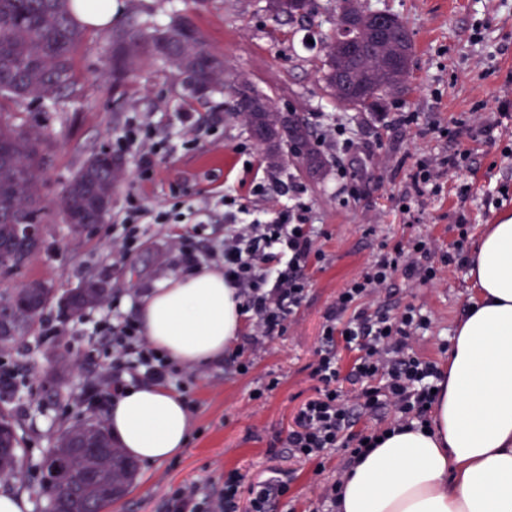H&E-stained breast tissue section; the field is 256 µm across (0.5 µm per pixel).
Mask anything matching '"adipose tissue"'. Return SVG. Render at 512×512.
Masks as SVG:
<instances>
[{
    "instance_id": "1",
    "label": "adipose tissue",
    "mask_w": 512,
    "mask_h": 512,
    "mask_svg": "<svg viewBox=\"0 0 512 512\" xmlns=\"http://www.w3.org/2000/svg\"><path fill=\"white\" fill-rule=\"evenodd\" d=\"M479 298L460 323L432 433L388 437L346 475L338 512H512V216L489 225L470 254ZM144 336L178 363L220 360L243 317L223 271L164 280L143 299ZM107 426L127 455L156 464L183 451L189 414L159 385L132 384Z\"/></svg>"
}]
</instances>
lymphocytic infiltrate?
<instances>
[{
	"label": "lymphocytic infiltrate",
	"instance_id": "obj_1",
	"mask_svg": "<svg viewBox=\"0 0 512 512\" xmlns=\"http://www.w3.org/2000/svg\"><path fill=\"white\" fill-rule=\"evenodd\" d=\"M119 148L137 145L139 173L149 178L155 157L163 148L151 124L142 122L126 129L116 140ZM467 153L420 159L401 194L403 207L429 193L441 190L439 181L448 173L466 169ZM305 188L290 183L288 203L268 220L244 221L245 206L232 196L224 204V279L234 288L251 330L227 353V363L239 373L250 371L267 340L284 335L298 313L310 287L306 268L323 260L317 248L319 233L310 222ZM178 210L153 211L128 197L125 209L112 225V261L123 264L132 254L147 224L182 222ZM463 240L438 249L428 239L416 237L408 244H395L367 264L359 276L341 288L324 314L321 341L312 364L318 386L305 400L288 431V454L296 459L318 457L345 447L359 456L376 447L379 438L392 432H409L430 426L433 393L441 379L436 362L420 357L414 343L432 320L420 307L394 310L388 297L395 279L424 285L440 281L444 271L467 264ZM128 292L125 284L112 289V300L98 335L112 344V371L102 375L99 386L108 399L124 391V381L134 384L171 385L187 392L191 379L202 371L179 367L153 346L138 323L118 309L117 299ZM353 351L349 371H342L338 347ZM376 420L370 432L358 431L361 418ZM288 489L283 476L243 485L238 471L224 475L222 493L214 495L196 484L182 487L168 501L169 512H271L274 499Z\"/></svg>",
	"mask_w": 512,
	"mask_h": 512
}]
</instances>
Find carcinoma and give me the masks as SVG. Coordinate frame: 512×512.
I'll return each instance as SVG.
<instances>
[{
  "instance_id": "cac0c4a2",
  "label": "carcinoma",
  "mask_w": 512,
  "mask_h": 512,
  "mask_svg": "<svg viewBox=\"0 0 512 512\" xmlns=\"http://www.w3.org/2000/svg\"><path fill=\"white\" fill-rule=\"evenodd\" d=\"M268 7L276 15L303 18L309 0H278ZM75 0H0V99L17 105H58L73 92L71 62L81 42L83 25L78 21ZM112 45V79L120 82L133 75L146 60L160 62L215 91L224 86V61L208 49L199 31L186 19L175 18L163 28L150 29L129 19L107 29ZM352 37L365 43L366 52L349 66V74L336 78V45ZM322 80L336 103L372 115L382 110L388 95H402L409 77L397 86L380 81L375 74L371 40L358 29L335 27L322 42ZM290 120L301 135L275 144L280 157L298 161L305 170L320 173L323 160L314 134L297 112ZM48 134L39 126L18 125L0 117V275L23 269L39 244L19 237L18 225L40 224L45 206L40 177L47 158ZM110 151L89 155L63 188L56 206L69 229L76 231L101 223L112 209V192L122 178L112 164ZM106 289L87 280L79 287L71 309L79 316L101 304ZM58 302L53 287L32 280L24 288L0 289V352L17 348L19 342L41 323L44 311ZM105 443L109 448H79L77 444ZM21 438L11 416L0 410V477L19 472ZM42 491L51 509L92 512L130 487L136 463L113 445L102 421L95 425L77 422L57 437L46 450Z\"/></svg>"
}]
</instances>
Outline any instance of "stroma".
I'll return each instance as SVG.
<instances>
[{"label": "stroma", "instance_id": "obj_1", "mask_svg": "<svg viewBox=\"0 0 512 512\" xmlns=\"http://www.w3.org/2000/svg\"><path fill=\"white\" fill-rule=\"evenodd\" d=\"M376 10L401 19L409 29L414 54L407 92L393 98L389 111L411 112L418 124L410 129L388 125L345 108L326 92L319 69L321 41L331 27L334 0H314L303 22L273 15L266 0H112V19L136 17L151 27L167 25L173 14L187 16L208 47L224 60V89L205 96L187 90L184 80L168 67L151 62L136 77L114 85L110 70L111 44L99 28H85L72 61L74 91L59 107H16L0 101V112L18 122L37 124L49 134L48 164L40 188L48 204L40 251L18 274L0 277V288H16L40 280L56 288H75L88 277L113 285L134 287L123 298L121 311L136 317L137 309L162 279L180 272L166 230L149 224L139 247L122 265L112 263V235L102 223L74 233L55 209L63 186L93 151L111 147L131 121L150 120L168 151L157 157L152 178L138 176L135 150L122 152L124 176L115 186L113 212L128 196L151 209L173 203L208 207L209 217L194 233L200 265L222 262L224 192L232 190L239 203L267 215L283 204L278 183L295 181L307 188L306 200L314 223L326 232L320 245L322 263L309 269L311 288L285 335L270 340L241 375L223 362L208 366L192 389L197 400L190 409L191 431L184 450L153 465H139L128 493L112 512H166V499L176 489L198 484L221 487L225 472L239 470L245 482L267 478L272 471L288 472V491L274 512H316L325 483L339 478L348 456L337 448L323 459L298 460L287 448L271 454L273 438H286L298 406L317 385L310 364L320 344L323 315L336 293L357 276L386 243L422 234L440 246L457 239L453 226L466 220V248H473L486 224L512 212V113L503 116L496 142L475 144L443 136L458 119H482L512 102V0H368ZM283 109L303 115L315 134H322V113H340L369 144L375 155L353 159L323 149L327 167L320 179L310 178L292 163L271 167L265 150L251 138L246 122L233 110V86L238 74ZM190 111L205 130L191 142L177 120ZM470 151L471 168L447 180L440 194L416 204L404 214L397 203L417 159L423 155ZM363 171L357 192L336 193L339 168ZM468 194H461V185ZM264 193H256V186ZM476 297L468 269L445 273L441 282L420 285L397 280L393 304L413 303L431 312L433 327L417 343L423 356L447 369L443 341L451 340L457 323ZM101 308L81 316L63 315L58 308L44 322H57L70 334L58 341L36 332L9 355L20 392L5 407L20 426L22 473L0 481V491L26 496L28 512H47L40 491L44 451L59 431L89 415L103 419L107 404L98 402V382L108 361L109 345L91 330ZM278 379L264 401L252 394L262 383Z\"/></svg>", "mask_w": 512, "mask_h": 512}]
</instances>
